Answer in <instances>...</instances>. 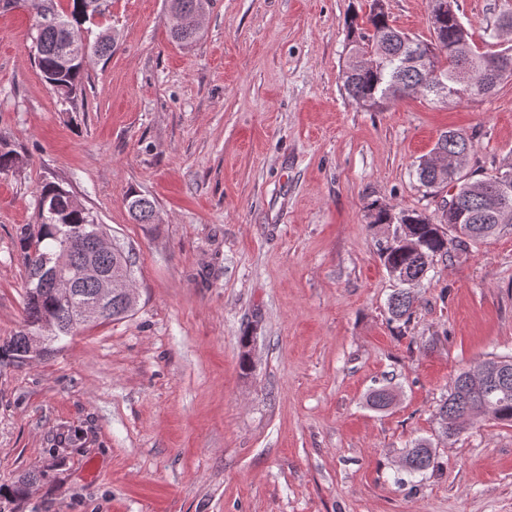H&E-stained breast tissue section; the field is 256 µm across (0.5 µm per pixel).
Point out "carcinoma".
Returning a JSON list of instances; mask_svg holds the SVG:
<instances>
[{
  "label": "carcinoma",
  "instance_id": "carcinoma-1",
  "mask_svg": "<svg viewBox=\"0 0 512 512\" xmlns=\"http://www.w3.org/2000/svg\"><path fill=\"white\" fill-rule=\"evenodd\" d=\"M85 0H70L69 8L56 10L54 0H35L37 12H47L55 24L35 26L34 61L45 81L59 86L58 95L72 101L82 93L85 68L73 64L61 65L69 51V30L79 29L91 21L84 9ZM212 0H167L169 10L181 14L182 23L169 29L170 37L180 44L193 42L199 36L195 13L210 6ZM385 0H369L364 16H354L348 24L347 57L342 69L345 92L368 112H383L397 100L410 95L429 96L425 86L427 72L416 63V56L427 55L429 65L439 79L447 84L450 94L439 97L445 104L481 101L493 95L500 83L494 74L502 66H512V48L485 50L471 40L463 20L458 0H430L432 38L421 40L396 28L384 8ZM89 54L112 55L114 42L99 36L87 43ZM434 153L470 157L472 137L459 130L443 132L432 149ZM22 162L21 155L6 145H0V173L14 170ZM418 181L426 193L438 194L450 189L442 211L428 215L416 210H395L374 200L367 204L370 223L397 224L399 231L380 246V258L388 274L402 288L388 303L389 320L399 322L411 318L415 297L408 286L425 278L438 256L451 257L465 253L473 246L500 233L503 225L512 224V212L504 217L493 208V198L473 191L478 183L474 174L459 170L443 173L421 158L416 169ZM131 218L138 224L154 223V202L146 195L131 190L127 195ZM36 229H21L20 247L29 271L35 277L43 255L58 256V240L66 234H78L96 224L93 214L82 206L73 194L58 183L41 186L37 200ZM25 323L38 327L51 323L57 329L73 333L74 325L66 308L58 301L53 287L25 295ZM29 351L27 334L20 332L0 345V365L19 361ZM483 395V387L470 372L455 378L448 396L439 404L436 417L439 433L451 437L453 422L471 416ZM494 418L512 422V377L506 390L492 397ZM434 448L420 438L404 450L403 467L410 473H421L433 462Z\"/></svg>",
  "mask_w": 512,
  "mask_h": 512
}]
</instances>
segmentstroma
Instances as JSON below:
<instances>
[{
    "mask_svg": "<svg viewBox=\"0 0 512 512\" xmlns=\"http://www.w3.org/2000/svg\"><path fill=\"white\" fill-rule=\"evenodd\" d=\"M479 47L512 0H459ZM431 35L429 0H387ZM368 0H214L200 37L171 40L165 0H111L85 89L61 100L34 64L33 7L0 6V343L24 328L20 230L40 187L69 189L129 253L138 305L54 351L0 367V512H512V423L442 437L454 376L512 355V226L412 288L366 205L437 213L416 168L443 131L472 136L468 170L512 154V81L443 106L368 112L342 90L345 20ZM155 203L131 219L129 190ZM397 399L379 411L377 387ZM434 463L406 475L404 448ZM37 482L25 496L21 475ZM415 297L409 288H399L395 292L388 303V313L390 321L399 322L404 320L407 322L414 313ZM434 448L428 439L420 438L412 446L405 448L402 461L409 473H421L429 469L433 462Z\"/></svg>",
    "mask_w": 512,
    "mask_h": 512,
    "instance_id": "1",
    "label": "stroma"
}]
</instances>
